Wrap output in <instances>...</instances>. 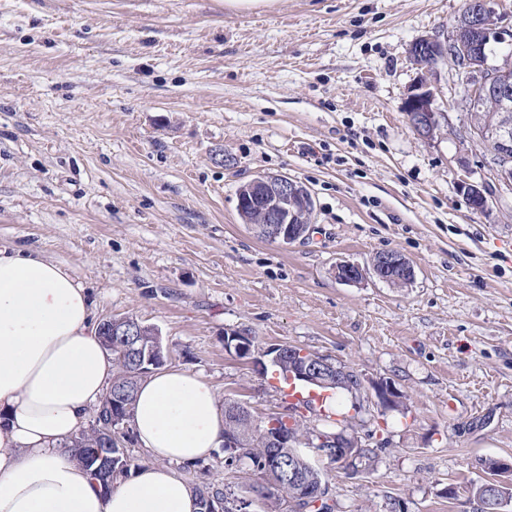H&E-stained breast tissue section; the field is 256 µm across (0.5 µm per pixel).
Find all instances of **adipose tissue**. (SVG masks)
Here are the masks:
<instances>
[{
    "mask_svg": "<svg viewBox=\"0 0 512 512\" xmlns=\"http://www.w3.org/2000/svg\"><path fill=\"white\" fill-rule=\"evenodd\" d=\"M115 367L97 336L86 288L60 265L0 248V512H199L174 464L224 440L215 392L169 368L138 385L133 424L149 463L104 490L64 441L85 427Z\"/></svg>",
    "mask_w": 512,
    "mask_h": 512,
    "instance_id": "ef3b65f1",
    "label": "adipose tissue"
}]
</instances>
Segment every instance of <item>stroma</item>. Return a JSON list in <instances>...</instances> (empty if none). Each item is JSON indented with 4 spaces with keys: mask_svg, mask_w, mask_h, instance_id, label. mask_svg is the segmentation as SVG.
<instances>
[{
    "mask_svg": "<svg viewBox=\"0 0 512 512\" xmlns=\"http://www.w3.org/2000/svg\"><path fill=\"white\" fill-rule=\"evenodd\" d=\"M463 5L0 0V247L67 269L94 322L157 328L169 366L254 419L287 404L225 351L229 329L392 380L408 412L383 424L336 398L349 432L388 442L358 473L325 466L339 512H476L446 488L483 480L478 458L512 457V191L477 212L458 189L494 174L451 60L437 67L438 137L404 112L422 74L411 43L450 31ZM259 172L310 192L304 240L283 247L242 222L237 189ZM390 250L410 286L337 279L338 263ZM183 474L262 483L220 448Z\"/></svg>",
    "mask_w": 512,
    "mask_h": 512,
    "instance_id": "obj_1",
    "label": "stroma"
}]
</instances>
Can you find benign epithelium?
I'll return each instance as SVG.
<instances>
[{
    "instance_id": "1",
    "label": "benign epithelium",
    "mask_w": 512,
    "mask_h": 512,
    "mask_svg": "<svg viewBox=\"0 0 512 512\" xmlns=\"http://www.w3.org/2000/svg\"><path fill=\"white\" fill-rule=\"evenodd\" d=\"M469 28L475 38L485 33L484 16L490 10V0H470L467 5ZM455 34L450 32L441 37L424 36L414 41L410 48V58L419 61V66L435 72V64L425 63L428 58L451 59L460 62L455 49ZM465 90L472 93L484 88L492 80H497L496 93L502 103L512 98V78L506 73H493L489 65L482 67L472 65L458 67ZM439 93L437 80L421 76L412 85L406 98L404 110L415 132L423 139H433L438 131L436 100ZM460 189L469 196L473 207L483 210L492 196V186L487 182L464 180ZM237 210L246 224H260L267 231V238L281 246H288L307 235L308 217L313 211V200L306 188L298 182L277 174H257L242 183L237 190ZM403 267L414 279L415 271L407 259L397 251L387 252L372 259L367 267L355 263L343 262L336 265V277L347 282H359L371 275L381 281H390L391 271ZM143 325L132 318H108L100 323L99 331L107 346H112V339L123 342V348L136 361L137 372L145 375L164 365L168 353L164 348L157 329H152L155 341L146 346L138 340L144 335ZM225 351L241 359L250 360L259 374H264L269 364H276L283 356H288V378L298 380L305 385L325 387L328 385L325 370L332 367V362L325 355L318 354L311 359L304 358V353H296L295 346L274 344L265 349L255 347L252 337L241 330L224 333ZM374 394V405L384 411L396 406L401 400V393L394 383L387 378L370 382ZM277 424L271 422L264 430L268 442L275 448H296L302 444L312 449L319 460L336 461L344 467L359 459V448L363 447L361 439L346 434L317 431L314 436L300 441L286 431L276 430ZM270 462L269 476L292 483L297 501L308 509L333 506V499L326 493L305 494V480L294 468L284 469L281 457L273 454Z\"/></svg>"
}]
</instances>
